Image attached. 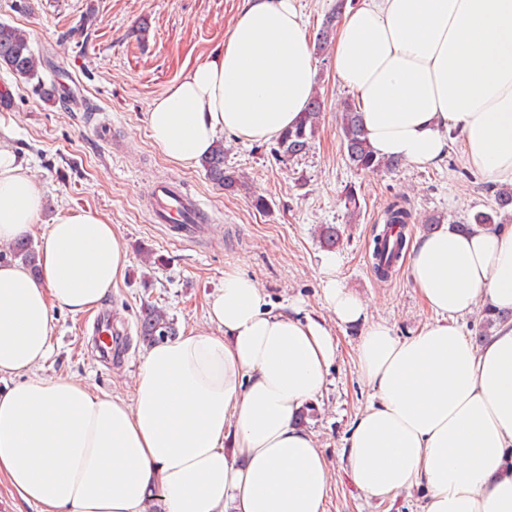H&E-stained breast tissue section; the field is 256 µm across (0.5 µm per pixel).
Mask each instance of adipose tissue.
<instances>
[{
  "mask_svg": "<svg viewBox=\"0 0 512 512\" xmlns=\"http://www.w3.org/2000/svg\"><path fill=\"white\" fill-rule=\"evenodd\" d=\"M299 0H243L223 45L154 99L153 142L183 167L222 134L270 141L295 123L316 75ZM331 68L373 149L426 166L456 132L467 164L512 184V0H356ZM42 196L0 146V241L27 236ZM31 277L0 264V478L32 512H327L329 462L295 423L338 345L323 322L273 311L236 271L206 304L208 329L154 345L130 397L41 369L58 313L95 311L128 264L89 209L59 214ZM322 261L337 325L363 324L359 375L375 401L349 437L356 486L386 501L422 484L424 512H512V322L475 349L459 317L512 310V226L416 239L408 275L436 319L395 336Z\"/></svg>",
  "mask_w": 512,
  "mask_h": 512,
  "instance_id": "adipose-tissue-1",
  "label": "adipose tissue"
}]
</instances>
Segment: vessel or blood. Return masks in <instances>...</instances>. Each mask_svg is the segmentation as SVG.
I'll return each instance as SVG.
<instances>
[{
  "instance_id": "vessel-or-blood-1",
  "label": "vessel or blood",
  "mask_w": 512,
  "mask_h": 512,
  "mask_svg": "<svg viewBox=\"0 0 512 512\" xmlns=\"http://www.w3.org/2000/svg\"><path fill=\"white\" fill-rule=\"evenodd\" d=\"M148 214L153 223L175 229L177 234L190 238L200 225L211 223L212 217L203 202L185 194L174 183L162 180L153 185L148 199ZM98 352L109 357L112 352V315L100 313L96 321Z\"/></svg>"
}]
</instances>
